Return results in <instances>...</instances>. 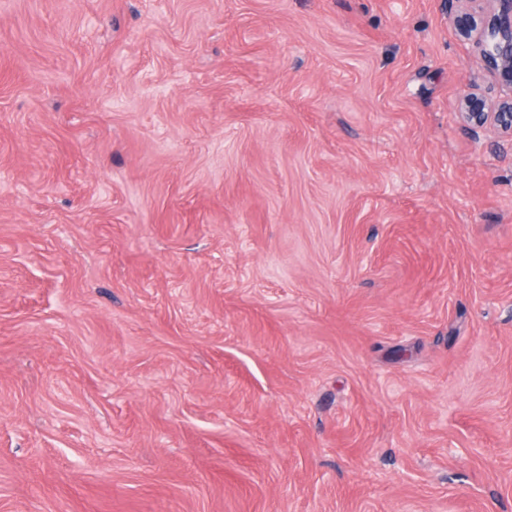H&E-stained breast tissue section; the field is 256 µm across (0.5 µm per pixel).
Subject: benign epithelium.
Returning a JSON list of instances; mask_svg holds the SVG:
<instances>
[{"label":"benign epithelium","instance_id":"obj_1","mask_svg":"<svg viewBox=\"0 0 512 512\" xmlns=\"http://www.w3.org/2000/svg\"><path fill=\"white\" fill-rule=\"evenodd\" d=\"M444 6L458 35L477 48L483 68L507 89L495 107L481 93H463L461 121L512 138V0H444Z\"/></svg>","mask_w":512,"mask_h":512}]
</instances>
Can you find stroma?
I'll use <instances>...</instances> for the list:
<instances>
[{
    "label": "stroma",
    "mask_w": 512,
    "mask_h": 512,
    "mask_svg": "<svg viewBox=\"0 0 512 512\" xmlns=\"http://www.w3.org/2000/svg\"><path fill=\"white\" fill-rule=\"evenodd\" d=\"M442 0H0V512H512V142Z\"/></svg>",
    "instance_id": "obj_1"
}]
</instances>
